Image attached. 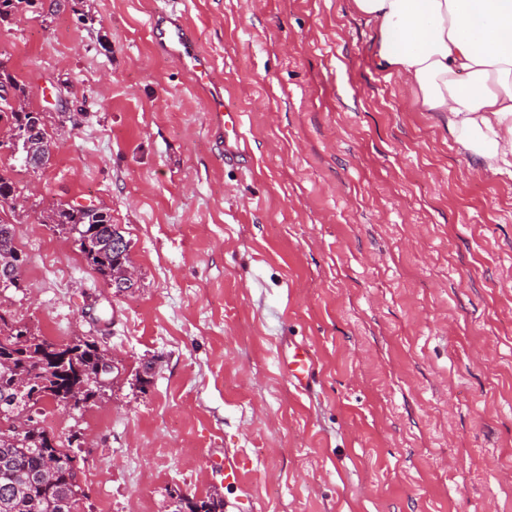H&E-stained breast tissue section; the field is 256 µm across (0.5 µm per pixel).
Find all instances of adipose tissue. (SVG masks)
Segmentation results:
<instances>
[{
  "mask_svg": "<svg viewBox=\"0 0 512 512\" xmlns=\"http://www.w3.org/2000/svg\"><path fill=\"white\" fill-rule=\"evenodd\" d=\"M375 55L484 170L512 179V0H353Z\"/></svg>",
  "mask_w": 512,
  "mask_h": 512,
  "instance_id": "1",
  "label": "adipose tissue"
}]
</instances>
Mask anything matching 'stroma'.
Returning a JSON list of instances; mask_svg holds the SVG:
<instances>
[{"label":"stroma","instance_id":"stroma-1","mask_svg":"<svg viewBox=\"0 0 512 512\" xmlns=\"http://www.w3.org/2000/svg\"><path fill=\"white\" fill-rule=\"evenodd\" d=\"M351 2L36 0L0 19L54 144L0 216L26 258L0 314L123 361L86 407H47L81 442V512H512V179L377 66ZM172 8L250 168L219 160L202 95L152 51ZM51 198L110 210L131 292L33 223ZM296 342L306 393L283 369ZM283 367L292 383L306 385L314 370V354L308 347L294 344L283 361Z\"/></svg>","mask_w":512,"mask_h":512}]
</instances>
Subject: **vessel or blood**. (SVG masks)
<instances>
[{"label": "vessel or blood", "mask_w": 512, "mask_h": 512, "mask_svg": "<svg viewBox=\"0 0 512 512\" xmlns=\"http://www.w3.org/2000/svg\"><path fill=\"white\" fill-rule=\"evenodd\" d=\"M150 36L158 56L173 59L198 88L206 91L209 127L224 149L225 161L245 160L241 114L226 101L223 91L215 83L212 59L198 47L195 31L184 22L182 13L154 14L150 20ZM283 367L292 383L306 385L314 370V355L304 345H292Z\"/></svg>", "instance_id": "1"}]
</instances>
